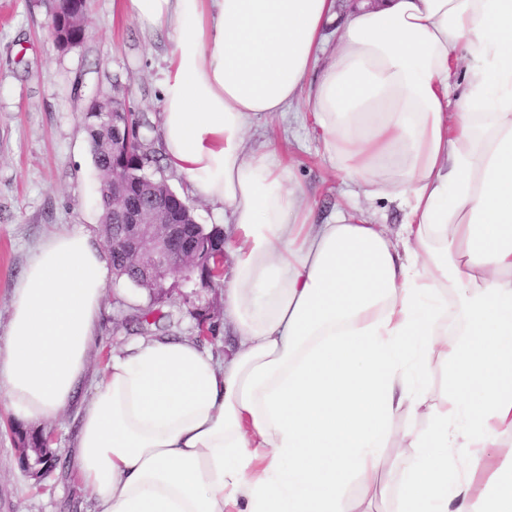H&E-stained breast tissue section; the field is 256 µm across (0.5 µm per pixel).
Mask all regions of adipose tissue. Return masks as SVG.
Listing matches in <instances>:
<instances>
[{
    "mask_svg": "<svg viewBox=\"0 0 512 512\" xmlns=\"http://www.w3.org/2000/svg\"><path fill=\"white\" fill-rule=\"evenodd\" d=\"M171 40L159 141L220 206L217 357L150 336L90 398L107 260L63 229L0 337L17 419L79 408L94 512H512V0H120ZM307 101L354 201L325 223L263 117ZM406 213L397 228L368 202Z\"/></svg>",
    "mask_w": 512,
    "mask_h": 512,
    "instance_id": "obj_1",
    "label": "adipose tissue"
}]
</instances>
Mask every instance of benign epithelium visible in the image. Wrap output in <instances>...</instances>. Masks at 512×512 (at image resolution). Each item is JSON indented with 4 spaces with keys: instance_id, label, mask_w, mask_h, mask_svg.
I'll use <instances>...</instances> for the list:
<instances>
[{
    "instance_id": "7a95c632",
    "label": "benign epithelium",
    "mask_w": 512,
    "mask_h": 512,
    "mask_svg": "<svg viewBox=\"0 0 512 512\" xmlns=\"http://www.w3.org/2000/svg\"><path fill=\"white\" fill-rule=\"evenodd\" d=\"M87 0H66V9L59 12L57 23L64 26L67 19L83 16ZM129 112H103L101 118L112 122V181L104 190L106 203L112 211V223L125 227L119 237L113 239L135 269L143 273V280L135 286L148 291L154 302L164 295L165 278L171 273L181 276L186 286L197 285L193 271V257L197 247L194 238L186 235L181 224V214L171 211L168 200H177L181 210L191 207L170 189L162 190L163 196L155 198L150 208H143L133 199L134 186L127 177V161L131 156V131ZM22 468L34 478H39L54 465L46 448L22 449Z\"/></svg>"
}]
</instances>
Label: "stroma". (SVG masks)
I'll return each mask as SVG.
<instances>
[{
	"label": "stroma",
	"instance_id": "stroma-1",
	"mask_svg": "<svg viewBox=\"0 0 512 512\" xmlns=\"http://www.w3.org/2000/svg\"><path fill=\"white\" fill-rule=\"evenodd\" d=\"M113 0H92L83 41L65 50L49 37L53 0H0V336L9 325L11 292L33 251L61 225L82 228L100 247L98 174L94 166L85 113L98 95L125 94L132 112L147 123L150 149L158 158L151 173L179 196L187 181L160 160L157 129L159 83L170 51L166 32L143 29L138 21L113 12ZM252 141L276 143L293 161L295 176L327 216L343 201L341 177L318 156L314 119L306 107L286 117L255 125ZM171 294L160 308L171 317L172 336L195 340L200 315L220 322L224 291L197 286L183 297L178 275L165 280ZM149 301L146 291L127 281L107 283L100 338L91 354L90 396L114 351L140 339L133 319ZM77 409L51 423L17 420L0 402V512H91L88 493L73 465ZM51 436L56 461L42 479L20 466V435Z\"/></svg>",
	"mask_w": 512,
	"mask_h": 512
}]
</instances>
